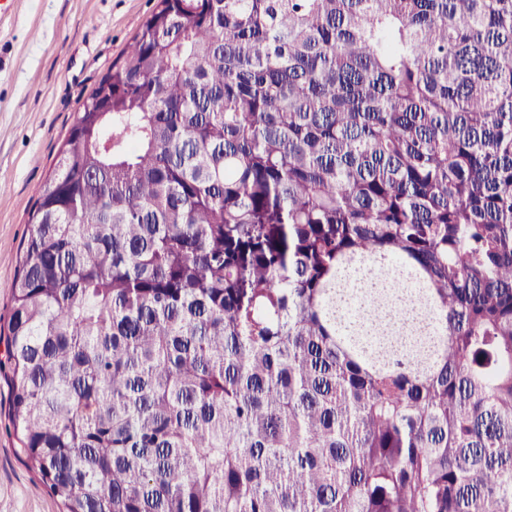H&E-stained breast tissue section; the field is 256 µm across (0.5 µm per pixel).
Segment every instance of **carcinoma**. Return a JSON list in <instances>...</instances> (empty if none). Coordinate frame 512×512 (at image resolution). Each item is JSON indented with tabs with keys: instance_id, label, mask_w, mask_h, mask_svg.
<instances>
[{
	"instance_id": "obj_1",
	"label": "carcinoma",
	"mask_w": 512,
	"mask_h": 512,
	"mask_svg": "<svg viewBox=\"0 0 512 512\" xmlns=\"http://www.w3.org/2000/svg\"><path fill=\"white\" fill-rule=\"evenodd\" d=\"M5 342L63 512H512V0H158Z\"/></svg>"
}]
</instances>
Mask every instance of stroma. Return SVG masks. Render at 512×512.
I'll return each mask as SVG.
<instances>
[{
    "instance_id": "stroma-1",
    "label": "stroma",
    "mask_w": 512,
    "mask_h": 512,
    "mask_svg": "<svg viewBox=\"0 0 512 512\" xmlns=\"http://www.w3.org/2000/svg\"><path fill=\"white\" fill-rule=\"evenodd\" d=\"M157 0H15L0 13V315L29 217L77 112ZM0 378V512H60L21 462Z\"/></svg>"
}]
</instances>
